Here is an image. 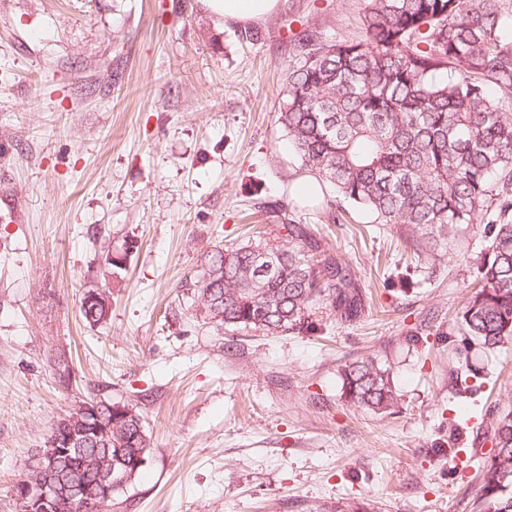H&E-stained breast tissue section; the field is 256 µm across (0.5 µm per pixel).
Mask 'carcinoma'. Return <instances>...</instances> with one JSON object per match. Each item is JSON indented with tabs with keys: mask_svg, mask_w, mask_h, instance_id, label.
<instances>
[{
	"mask_svg": "<svg viewBox=\"0 0 512 512\" xmlns=\"http://www.w3.org/2000/svg\"><path fill=\"white\" fill-rule=\"evenodd\" d=\"M361 35L329 41L316 29L291 44L278 122L301 166L329 185V208L343 205L432 237L481 224L494 208L472 260L477 290L457 327L488 350L512 340V0H361ZM291 245L265 241L208 252L193 300L215 326L275 334L294 330L319 301L340 319L363 309L345 261L305 254L303 224H285ZM276 249L275 267L257 264ZM92 325L109 310L87 305ZM344 399L386 414L397 404L391 372L371 358L340 371ZM99 440L57 457L53 478L92 484L95 460L133 473L148 436L136 408L109 411ZM83 408L60 418L43 453L83 430ZM494 453L481 470L478 512H512V411L486 428Z\"/></svg>",
	"mask_w": 512,
	"mask_h": 512,
	"instance_id": "cac0c4a2",
	"label": "carcinoma"
}]
</instances>
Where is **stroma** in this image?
<instances>
[{
  "label": "stroma",
  "instance_id": "obj_1",
  "mask_svg": "<svg viewBox=\"0 0 512 512\" xmlns=\"http://www.w3.org/2000/svg\"><path fill=\"white\" fill-rule=\"evenodd\" d=\"M359 10L279 0L241 24L202 0H0V512L93 398L135 406L149 436L111 512H475L485 423L512 408V343L466 345L456 324L483 225L417 249L362 211L329 219L277 120L294 37L353 38ZM287 221L348 263L360 317L319 305L280 334L217 330L188 294L207 251ZM93 285L111 301L94 327ZM368 357L391 371L392 413L341 395ZM467 361L485 382L460 398Z\"/></svg>",
  "mask_w": 512,
  "mask_h": 512
}]
</instances>
